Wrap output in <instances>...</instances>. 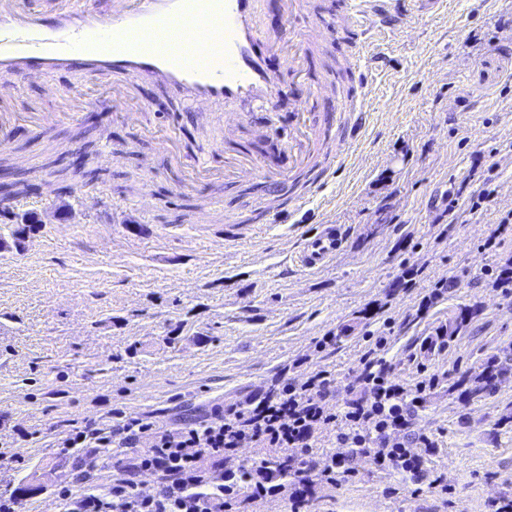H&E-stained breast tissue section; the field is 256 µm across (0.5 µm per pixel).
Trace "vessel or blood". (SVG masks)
Returning <instances> with one entry per match:
<instances>
[{
  "mask_svg": "<svg viewBox=\"0 0 512 512\" xmlns=\"http://www.w3.org/2000/svg\"><path fill=\"white\" fill-rule=\"evenodd\" d=\"M257 0H111L102 12L82 0H67L54 10H27L17 0H0V70L20 80L45 76L73 66L88 72L109 71L132 80L148 74L182 87L197 104L216 99L238 103L237 121L256 111H276L282 98L297 107L292 135L284 142L289 155L308 158L321 152L324 163L307 170L304 194L286 204L299 210L319 195L329 180L345 168L362 143L363 112L372 93L369 64L374 56L370 32L385 23L400 0H351L346 35L352 41L351 65L358 74L359 98L354 106L351 140L337 144L332 133L313 141L308 132L309 100L296 86L281 87L269 69L266 53L282 52L302 42L323 38L326 28L282 30L272 38L257 29ZM340 225L325 224L303 235L291 252L293 264L304 271L327 267L340 250Z\"/></svg>",
  "mask_w": 512,
  "mask_h": 512,
  "instance_id": "vessel-or-blood-1",
  "label": "vessel or blood"
}]
</instances>
